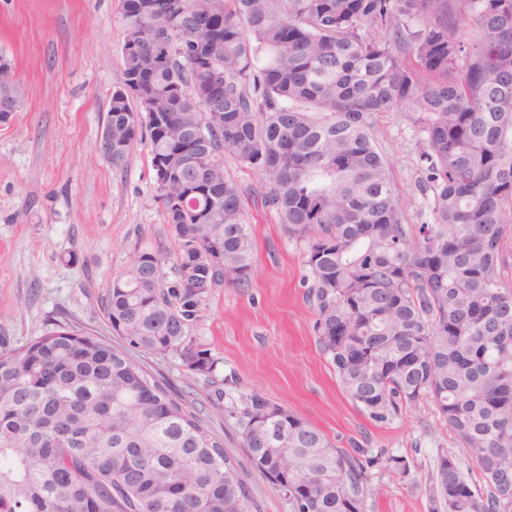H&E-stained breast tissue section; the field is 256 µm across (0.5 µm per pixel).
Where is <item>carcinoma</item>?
Listing matches in <instances>:
<instances>
[{
  "mask_svg": "<svg viewBox=\"0 0 512 512\" xmlns=\"http://www.w3.org/2000/svg\"><path fill=\"white\" fill-rule=\"evenodd\" d=\"M112 167L151 142L174 242L116 275L104 316L134 348L211 375L191 335L215 289L249 286L245 190L267 185L303 246L323 353L377 422L429 403L463 455L434 466L431 512L512 501V0H135L120 16ZM424 135L434 223H404L373 135ZM289 512H365V465L258 389L224 405ZM233 451L118 347L63 326L0 336V512H251Z\"/></svg>",
  "mask_w": 512,
  "mask_h": 512,
  "instance_id": "1",
  "label": "carcinoma"
}]
</instances>
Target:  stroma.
Masks as SVG:
<instances>
[{
  "label": "stroma",
  "mask_w": 512,
  "mask_h": 512,
  "mask_svg": "<svg viewBox=\"0 0 512 512\" xmlns=\"http://www.w3.org/2000/svg\"><path fill=\"white\" fill-rule=\"evenodd\" d=\"M123 41L119 0H0V53L13 61L20 91L17 112L0 124V336L14 345L58 323L121 345L103 314L113 277L138 248H173L152 200L148 138L135 142L121 170L96 149L118 87ZM374 135L405 222L431 223V194L419 187L422 133L402 113L385 112ZM224 166L247 191L244 218L256 261L250 287L218 289L192 329L218 361L220 388L232 396L261 389L348 454L404 457L402 475L380 463L368 468L365 512H429L434 461L455 441L430 405L380 423L351 402L317 341L300 246L262 204L260 177L229 154ZM128 354L167 380L234 449L252 512H289L283 493L252 467L236 427L225 423L215 378L190 374L173 354Z\"/></svg>",
  "instance_id": "obj_1"
}]
</instances>
